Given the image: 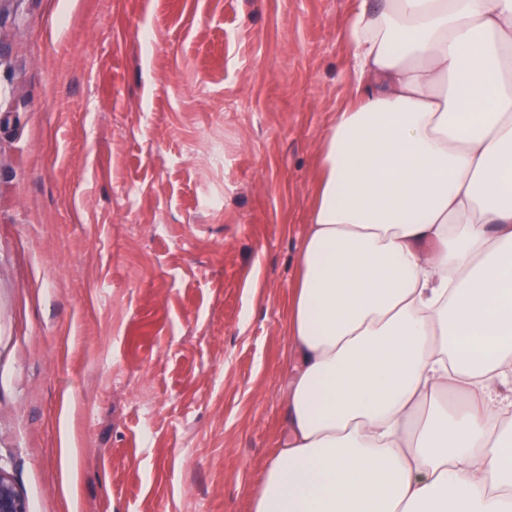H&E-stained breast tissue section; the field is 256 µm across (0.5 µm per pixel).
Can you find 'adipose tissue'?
<instances>
[{"label": "adipose tissue", "mask_w": 512, "mask_h": 512, "mask_svg": "<svg viewBox=\"0 0 512 512\" xmlns=\"http://www.w3.org/2000/svg\"><path fill=\"white\" fill-rule=\"evenodd\" d=\"M253 512H512V0H356Z\"/></svg>", "instance_id": "1"}]
</instances>
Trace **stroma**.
Listing matches in <instances>:
<instances>
[{
    "instance_id": "1",
    "label": "stroma",
    "mask_w": 512,
    "mask_h": 512,
    "mask_svg": "<svg viewBox=\"0 0 512 512\" xmlns=\"http://www.w3.org/2000/svg\"><path fill=\"white\" fill-rule=\"evenodd\" d=\"M353 0H0V469L253 512Z\"/></svg>"
}]
</instances>
